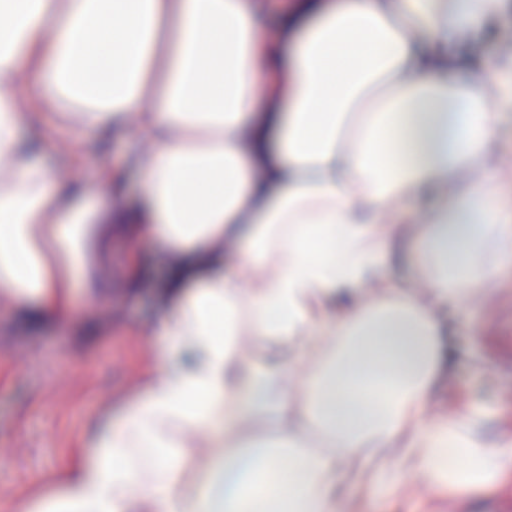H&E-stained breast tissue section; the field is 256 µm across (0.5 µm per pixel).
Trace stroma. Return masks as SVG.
<instances>
[{
    "label": "stroma",
    "instance_id": "obj_1",
    "mask_svg": "<svg viewBox=\"0 0 512 512\" xmlns=\"http://www.w3.org/2000/svg\"><path fill=\"white\" fill-rule=\"evenodd\" d=\"M127 144L124 135L105 145L92 136L77 141V171L55 149L44 158L64 174L94 182L101 161L124 165ZM135 266L142 278L132 291ZM167 277L165 248L116 224L95 290L81 281L74 288L77 324L31 320L0 296V502L25 496L37 479L63 469L89 424L119 407L131 387L164 361L168 339L154 335L153 326ZM450 340L469 353L449 372L450 392H477L489 405L512 411V272L498 290L458 308ZM359 494L367 512H423L435 490L425 483L402 499L377 486Z\"/></svg>",
    "mask_w": 512,
    "mask_h": 512
}]
</instances>
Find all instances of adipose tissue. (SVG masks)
Wrapping results in <instances>:
<instances>
[{
	"label": "adipose tissue",
	"instance_id": "1",
	"mask_svg": "<svg viewBox=\"0 0 512 512\" xmlns=\"http://www.w3.org/2000/svg\"><path fill=\"white\" fill-rule=\"evenodd\" d=\"M279 7L271 38L267 0H0V292L71 315L116 224L171 255L165 364L0 512H355L373 481L461 502L512 474V429L477 439L495 410L438 391L449 306L512 263V51L484 55L507 0ZM44 101L62 152L134 125L135 206L121 170L102 193L38 156ZM404 262L426 295L385 277Z\"/></svg>",
	"mask_w": 512,
	"mask_h": 512
}]
</instances>
